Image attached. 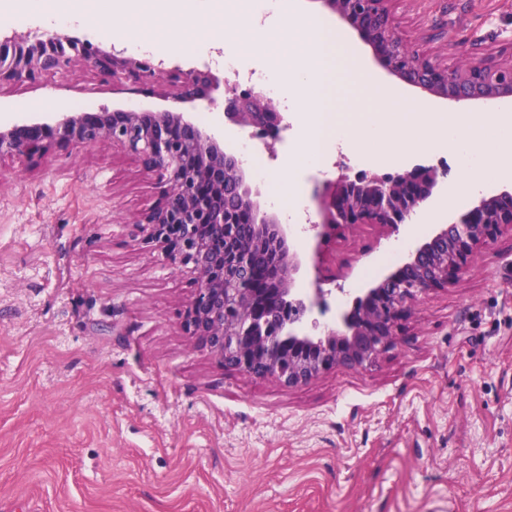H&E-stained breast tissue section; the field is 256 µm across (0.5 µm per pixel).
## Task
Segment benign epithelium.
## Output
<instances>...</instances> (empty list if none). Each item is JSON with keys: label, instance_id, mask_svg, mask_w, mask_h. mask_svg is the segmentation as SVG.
<instances>
[{"label": "benign epithelium", "instance_id": "1", "mask_svg": "<svg viewBox=\"0 0 512 512\" xmlns=\"http://www.w3.org/2000/svg\"><path fill=\"white\" fill-rule=\"evenodd\" d=\"M388 0H321L369 45L399 80L457 105H489L512 97V57L448 67L408 50L387 7ZM76 58L106 80H165L170 98L192 108L224 100V120L251 135L277 139L279 103L254 89L179 65L105 51L58 31L41 36L0 33V85L36 81L65 71ZM112 142L166 183L157 203L138 221L143 241L166 258L191 266L198 288L183 313L185 331L240 372L304 384L336 367L371 364L397 338L408 304L446 288L468 268L475 249L512 228V189L478 198L460 221L443 226L411 250L393 272L361 290L338 327L318 334L294 328L303 316L323 311L320 267L310 287L295 288L301 261L288 231L262 211L242 160L224 152V140L201 127L194 113L117 109L56 112L46 120L0 126V156L46 153L57 146ZM439 184V172L417 165L403 173H363L339 178L321 203V221L309 225L321 242L339 224H368L383 236L399 231Z\"/></svg>", "mask_w": 512, "mask_h": 512}]
</instances>
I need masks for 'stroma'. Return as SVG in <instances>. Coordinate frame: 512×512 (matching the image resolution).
<instances>
[{
    "instance_id": "1",
    "label": "stroma",
    "mask_w": 512,
    "mask_h": 512,
    "mask_svg": "<svg viewBox=\"0 0 512 512\" xmlns=\"http://www.w3.org/2000/svg\"><path fill=\"white\" fill-rule=\"evenodd\" d=\"M356 47L379 83L451 112L390 75L358 33L302 0ZM413 50L451 66L512 56V0H390ZM163 82L130 90L76 61L0 87V125L48 112L172 108ZM299 121L248 167L259 202L297 186L312 221L342 167L298 162ZM162 187L112 144L0 158V512H512V230L467 272L419 296L368 366L288 387L225 367L181 314L196 275L141 242ZM471 200L385 237L337 227L319 252L333 323L358 289L457 221Z\"/></svg>"
}]
</instances>
